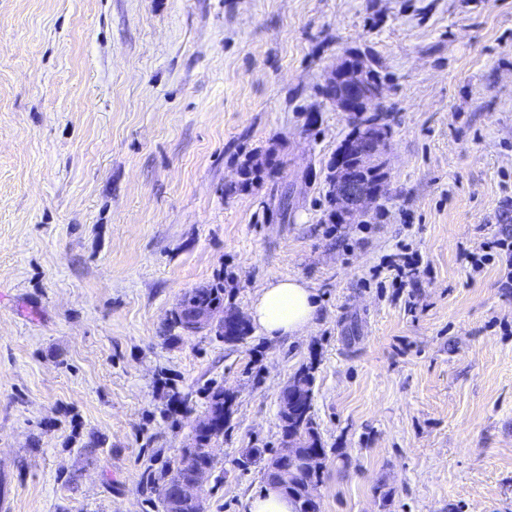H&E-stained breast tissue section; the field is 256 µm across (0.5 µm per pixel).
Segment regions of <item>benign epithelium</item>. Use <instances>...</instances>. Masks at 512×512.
<instances>
[{
    "label": "benign epithelium",
    "mask_w": 512,
    "mask_h": 512,
    "mask_svg": "<svg viewBox=\"0 0 512 512\" xmlns=\"http://www.w3.org/2000/svg\"><path fill=\"white\" fill-rule=\"evenodd\" d=\"M329 78L336 84L332 103L346 113L354 129V139L336 153L331 197L345 220L352 222L366 215L382 195L387 181L381 177L385 172L382 156L391 127L383 107L377 105L382 96V82L371 80L365 65L342 61L332 69ZM205 476L202 472L195 481L180 485L178 496L198 500Z\"/></svg>",
    "instance_id": "benign-epithelium-1"
}]
</instances>
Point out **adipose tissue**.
I'll list each match as a JSON object with an SVG mask.
<instances>
[{
	"label": "adipose tissue",
	"mask_w": 512,
	"mask_h": 512,
	"mask_svg": "<svg viewBox=\"0 0 512 512\" xmlns=\"http://www.w3.org/2000/svg\"><path fill=\"white\" fill-rule=\"evenodd\" d=\"M319 309L317 294L306 281L275 276L256 291L249 316L269 337H295L315 323Z\"/></svg>",
	"instance_id": "adipose-tissue-1"
}]
</instances>
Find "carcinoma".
Segmentation results:
<instances>
[{
    "mask_svg": "<svg viewBox=\"0 0 512 512\" xmlns=\"http://www.w3.org/2000/svg\"><path fill=\"white\" fill-rule=\"evenodd\" d=\"M224 308V284L213 283L205 288H194L188 292L177 310L172 313V328L179 330L182 335L187 334V324L192 313H206L217 316ZM299 381L304 384L309 396L299 404L293 406V411H288L283 405L279 406V420L281 422L283 443H291L297 453L307 454L314 449L324 450L320 434L315 427L312 414L313 396V367L302 366L295 373ZM229 396L224 388L216 387L209 393L208 414L209 422L198 426L195 430L192 451L194 458L188 467L178 466L173 469L169 478L163 481L161 504L163 512H201L200 502L181 501L171 498L168 491L179 484L194 479L200 471H210L213 466L211 454L207 451L211 443L224 435V420L229 411ZM323 473L311 475L302 474L296 464L288 460L281 465V473L274 474L265 470L264 481L273 478L280 484V491L288 496L299 508V512H305V491L302 489L304 481L318 483L322 481Z\"/></svg>",
    "mask_w": 512,
    "mask_h": 512,
    "instance_id": "obj_1",
    "label": "carcinoma"
}]
</instances>
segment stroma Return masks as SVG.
Returning <instances> with one entry per match:
<instances>
[{"instance_id":"obj_1","label":"stroma","mask_w":512,"mask_h":512,"mask_svg":"<svg viewBox=\"0 0 512 512\" xmlns=\"http://www.w3.org/2000/svg\"><path fill=\"white\" fill-rule=\"evenodd\" d=\"M351 54L394 121L382 196L334 224ZM504 224L512 0H0V512H163L216 386L202 510L248 512L305 365L321 512H512V289L464 258ZM275 275L320 299L304 335L169 337L190 290L245 320Z\"/></svg>"}]
</instances>
